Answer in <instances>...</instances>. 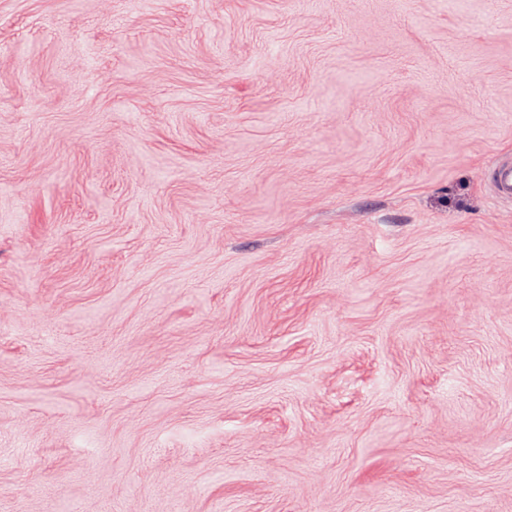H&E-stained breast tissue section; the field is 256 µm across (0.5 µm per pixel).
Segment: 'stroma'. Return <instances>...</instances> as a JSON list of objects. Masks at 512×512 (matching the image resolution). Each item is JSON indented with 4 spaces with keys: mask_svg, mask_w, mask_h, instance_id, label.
Segmentation results:
<instances>
[{
    "mask_svg": "<svg viewBox=\"0 0 512 512\" xmlns=\"http://www.w3.org/2000/svg\"><path fill=\"white\" fill-rule=\"evenodd\" d=\"M512 0H0V512H512ZM485 181L499 201H512V156H499L487 168Z\"/></svg>",
    "mask_w": 512,
    "mask_h": 512,
    "instance_id": "35a3bbf8",
    "label": "stroma"
}]
</instances>
